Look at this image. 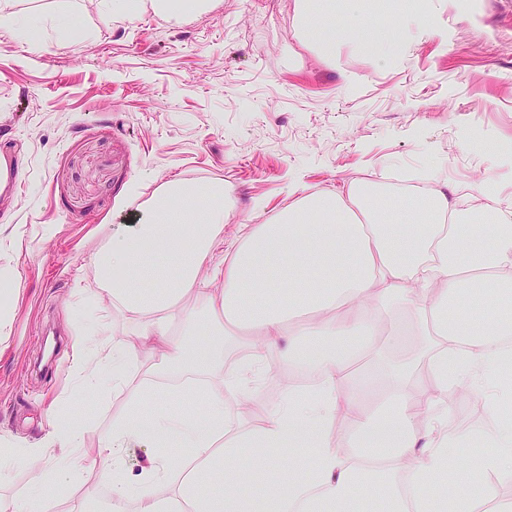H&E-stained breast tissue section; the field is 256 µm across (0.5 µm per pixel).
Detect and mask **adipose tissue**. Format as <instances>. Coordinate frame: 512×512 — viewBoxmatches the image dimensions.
Returning <instances> with one entry per match:
<instances>
[{
    "label": "adipose tissue",
    "instance_id": "adipose-tissue-1",
    "mask_svg": "<svg viewBox=\"0 0 512 512\" xmlns=\"http://www.w3.org/2000/svg\"><path fill=\"white\" fill-rule=\"evenodd\" d=\"M380 191L351 187L346 194L302 192L267 223L225 243L221 185L165 184L130 233L96 255L93 263L113 310L135 323L136 335L157 346L153 374L191 368L206 375L205 416L135 408L147 399L172 402L178 390L133 383V353L115 341L106 318L96 319L74 345L71 372L89 395L111 387L133 411L103 434L89 470L114 472L112 512H349L372 483L384 490L386 512H448L447 492L430 485L452 459L444 430L452 410L447 397L458 382L483 393L495 426L483 435L484 473L512 481V424L502 422L512 404V381L502 374L512 357V205L498 204L491 244H472L477 225L456 198L435 189L427 201L413 196L409 224H395L376 202ZM222 259H215V251ZM143 269L151 288L132 285ZM414 309L428 334L434 393L417 401L394 381L383 403L367 410L345 387L350 364L373 352L379 328L369 309ZM240 333L252 346L231 377L212 336ZM281 361L308 370L313 389L289 393L261 410L254 429L233 428L224 418V394L250 393L264 376L272 347ZM343 419L352 431L349 451L334 449L327 426ZM49 429L30 448L0 450V482L13 468H31L24 495L0 500V512H34L35 505L70 499L71 459L80 454L85 424L67 409L48 411ZM137 442L153 450L138 472L122 468L121 450ZM191 449L193 462L167 453L171 444ZM307 444L313 476L289 481L275 496L215 494L233 462L252 451ZM172 486L165 494L163 486Z\"/></svg>",
    "mask_w": 512,
    "mask_h": 512
}]
</instances>
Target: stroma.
<instances>
[{"instance_id": "obj_1", "label": "stroma", "mask_w": 512, "mask_h": 512, "mask_svg": "<svg viewBox=\"0 0 512 512\" xmlns=\"http://www.w3.org/2000/svg\"><path fill=\"white\" fill-rule=\"evenodd\" d=\"M176 25L143 5L130 20L103 23L108 0H21L19 24L45 50L0 29V155L16 172L0 195V268L17 267V288H0L12 323L0 338V441L32 443L47 429L50 402L86 421L83 451L128 407L105 394L76 403L69 370L75 337L108 303L93 257L127 232L169 180L224 188L225 240L265 223L289 190L384 186L387 170L407 182L440 180L468 197L512 199V0H425L397 55L349 36L341 0H319L316 29L338 32L320 54L298 36L296 0H215ZM71 12V28L54 16ZM404 349L382 336L363 365L386 384L407 361L410 392L430 395L427 335L414 311ZM58 337L54 373L35 368L45 337ZM295 370L271 359L248 398L228 392L240 427L257 407L294 387ZM452 444L485 423L484 398L461 384L448 393ZM310 448L284 449L280 465L253 453L235 484L218 493L274 492L310 470Z\"/></svg>"}]
</instances>
